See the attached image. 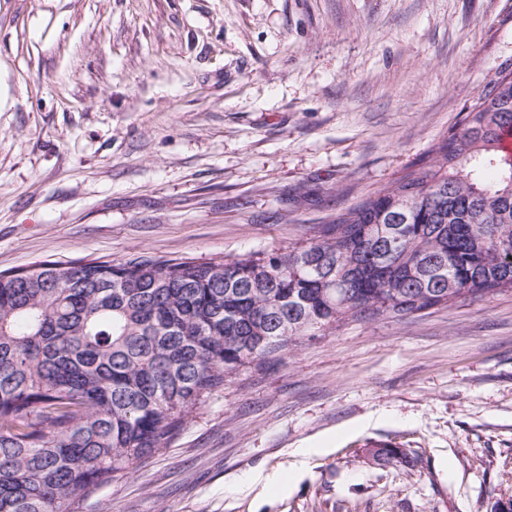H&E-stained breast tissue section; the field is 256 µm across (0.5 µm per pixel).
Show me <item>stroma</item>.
<instances>
[{"instance_id":"obj_1","label":"stroma","mask_w":512,"mask_h":512,"mask_svg":"<svg viewBox=\"0 0 512 512\" xmlns=\"http://www.w3.org/2000/svg\"><path fill=\"white\" fill-rule=\"evenodd\" d=\"M512 63V0H0V271L306 242ZM393 440L417 467L379 465ZM277 474L272 493L245 488ZM512 292L243 370L82 512H492Z\"/></svg>"}]
</instances>
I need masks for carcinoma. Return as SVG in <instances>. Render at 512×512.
Listing matches in <instances>:
<instances>
[{"instance_id":"obj_1","label":"carcinoma","mask_w":512,"mask_h":512,"mask_svg":"<svg viewBox=\"0 0 512 512\" xmlns=\"http://www.w3.org/2000/svg\"><path fill=\"white\" fill-rule=\"evenodd\" d=\"M491 84L424 170L298 246L1 272L0 512H80L240 371L346 321L512 292V70Z\"/></svg>"}]
</instances>
